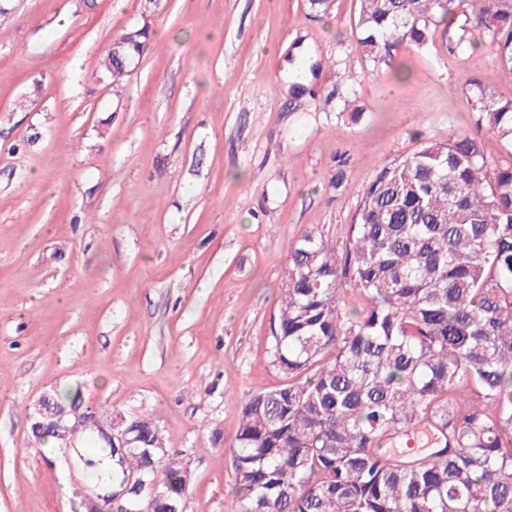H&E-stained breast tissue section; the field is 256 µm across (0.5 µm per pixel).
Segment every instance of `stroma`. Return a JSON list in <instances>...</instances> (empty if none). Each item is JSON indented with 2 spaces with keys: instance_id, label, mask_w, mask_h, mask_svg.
<instances>
[{
  "instance_id": "obj_1",
  "label": "stroma",
  "mask_w": 512,
  "mask_h": 512,
  "mask_svg": "<svg viewBox=\"0 0 512 512\" xmlns=\"http://www.w3.org/2000/svg\"><path fill=\"white\" fill-rule=\"evenodd\" d=\"M0 15V512H74L27 409L47 391L152 419L190 471L186 512H234L231 454L269 364L288 247L344 250L377 170L481 135L475 88L512 98L480 29L388 62L358 48V0H8ZM150 39L112 89L99 61ZM319 62L293 93L301 59ZM150 36L149 24L131 27L112 36V43L100 62L101 77L119 82L130 72L129 68L139 60Z\"/></svg>"
}]
</instances>
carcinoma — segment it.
<instances>
[{
	"label": "carcinoma",
	"mask_w": 512,
	"mask_h": 512,
	"mask_svg": "<svg viewBox=\"0 0 512 512\" xmlns=\"http://www.w3.org/2000/svg\"><path fill=\"white\" fill-rule=\"evenodd\" d=\"M359 2L374 62L456 23L457 0ZM466 22L512 77V0H475ZM149 36L113 35L101 77L127 76ZM471 103L512 141V99ZM270 365L286 382L247 399L234 437L238 512H512V162L463 134L378 169L345 252L314 231L289 246ZM128 425L130 448L75 424L68 448L37 436L61 462L77 442L111 456L113 512H183L187 466L151 420ZM418 430L434 448L394 447Z\"/></svg>",
	"instance_id": "1"
}]
</instances>
